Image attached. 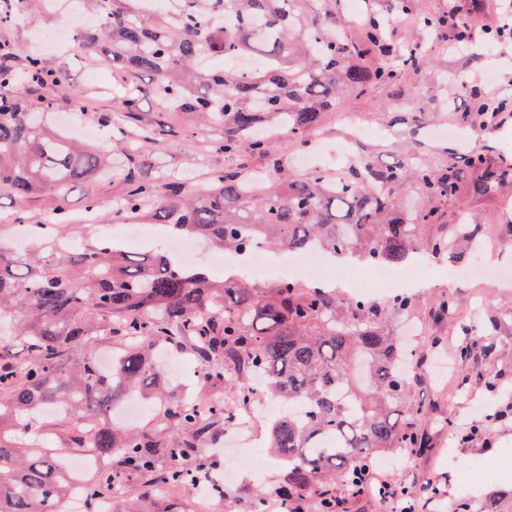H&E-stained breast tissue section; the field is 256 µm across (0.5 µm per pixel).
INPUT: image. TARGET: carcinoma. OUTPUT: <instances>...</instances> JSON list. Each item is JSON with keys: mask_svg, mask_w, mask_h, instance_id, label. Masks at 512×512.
<instances>
[{"mask_svg": "<svg viewBox=\"0 0 512 512\" xmlns=\"http://www.w3.org/2000/svg\"><path fill=\"white\" fill-rule=\"evenodd\" d=\"M143 2L87 0L95 22L75 43L129 82L146 79L159 97L224 125L219 148L228 154L266 155L260 129L268 112L301 140L338 93L407 77L418 63L409 56L398 72L364 68L362 50L338 32L336 0H168L170 9L156 11L154 23ZM59 79L38 54L26 55L20 72L0 66V190L22 220L33 195L60 194L103 162L100 152L46 132L42 113L28 108V88ZM465 162L477 172L476 194L512 175L508 162L499 169L480 155ZM140 168L131 157L119 220L152 198L155 220L220 250L246 255L264 242L302 252L318 244L335 259L393 264L422 249L423 226L439 219L434 209L411 223L396 218V189L412 180L431 198L447 197L458 178L424 162L378 169L360 157L345 176L314 171L286 179L283 188L252 182L241 168L205 187L180 178L156 185ZM30 228L36 252L22 257L0 244V320L15 319L12 336L0 337V421L10 420L9 429L0 427V512H57L73 448L112 459V472L85 486L93 504L129 473L148 488L193 490L198 471L211 466L204 443L233 420L232 407L252 397L249 379L258 374L286 408L270 426L269 448L288 458L277 487L288 512H308L307 494L328 480L356 494V475L376 457L417 444L408 428L422 409L410 402V383L399 370L406 349L386 332L388 312L408 310L409 298L352 299L294 280L270 288L231 276L216 281L167 253L126 251L109 237L60 250L54 243L61 236L78 239L82 229L64 206L51 223ZM90 311L103 317L101 331L113 340L110 373L93 354H76L93 339L95 325L81 320ZM460 333V358L486 349L470 327ZM15 342L29 354L24 364L11 361ZM166 345L197 363L199 390L222 384L231 405L201 409L192 399H171L150 430L118 424L112 404L119 396L162 393L154 353ZM54 404L70 426L58 447L39 450L31 414ZM452 512L491 510L459 493Z\"/></svg>", "mask_w": 512, "mask_h": 512, "instance_id": "carcinoma-1", "label": "carcinoma"}]
</instances>
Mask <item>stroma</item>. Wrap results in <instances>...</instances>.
I'll use <instances>...</instances> for the list:
<instances>
[{
    "label": "stroma",
    "instance_id": "obj_1",
    "mask_svg": "<svg viewBox=\"0 0 512 512\" xmlns=\"http://www.w3.org/2000/svg\"><path fill=\"white\" fill-rule=\"evenodd\" d=\"M363 2L364 15L383 21L382 45L370 48L363 63L376 67L386 60L397 67L407 49L418 46L419 69L405 79L338 96L302 143L279 128L276 116H268L266 125L274 134L267 145L271 155L282 158L298 178L311 171L299 160L303 154L318 157L330 175L346 174V156L336 152L340 144L380 169L419 159L436 171L452 164L458 167L459 189L453 195L434 200L411 186L398 195L403 220L437 209L439 220L425 225L422 235L446 241L453 258L427 256L420 270L425 285L412 289L410 311L392 314L387 323L390 335L415 353L407 372L412 379L411 401L422 406L423 415L413 428L422 443L414 459L404 462L398 452L385 460L395 483L412 489L421 512H448L457 492L460 464L494 461L502 449L512 448V213L505 211L512 204V179L475 194L469 189L473 173L462 165L472 152L483 154L492 164L512 158V37L500 32L505 21H512V0H409L405 6L400 0ZM451 13L473 23L469 49H452L451 33L427 36L418 26V15ZM69 28V22L44 10L42 0H25L20 20L0 24V40L39 52L46 66L61 73L64 81L52 93L56 115L71 128L95 129L98 137L91 140V147L112 154L111 167L69 184L63 197L34 196L26 205L28 223H49L60 202L74 216H81L92 200L98 206L92 233L99 236L112 232L113 216L124 196L120 134L130 128L123 105L127 81L81 50L57 53L54 42ZM486 105L496 107L494 118L483 113ZM139 117L140 127L161 123L166 128L165 133L135 145L145 179L154 181L174 172L208 185L225 169L242 163L261 173L267 183L277 179L264 158L252 156L244 162L216 150L215 142L224 136L222 126L202 127L197 113L182 111L154 93L142 94ZM452 268L465 277L450 290L455 310L448 317L439 312L440 285L447 282ZM461 322L474 325L488 346L465 363L458 357ZM489 404L502 413L489 436L452 443L450 431L464 434L481 424ZM268 436L265 423L239 428L206 443L205 454L221 471L242 452L266 454ZM282 477L279 459L269 456L261 480L235 481L212 498L209 512H253L257 493L272 492Z\"/></svg>",
    "mask_w": 512,
    "mask_h": 512
}]
</instances>
